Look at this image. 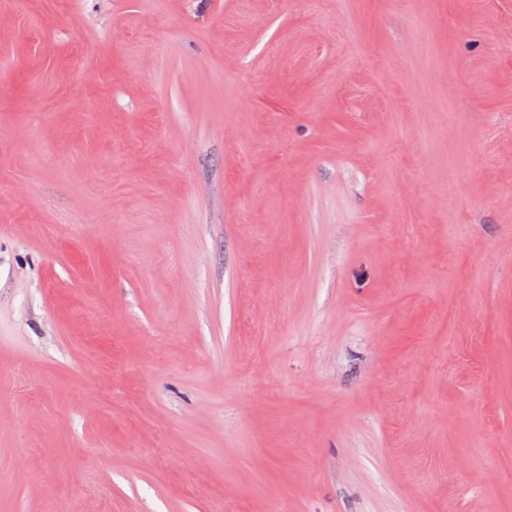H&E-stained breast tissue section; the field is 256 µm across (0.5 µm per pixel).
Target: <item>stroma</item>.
<instances>
[{
	"mask_svg": "<svg viewBox=\"0 0 512 512\" xmlns=\"http://www.w3.org/2000/svg\"><path fill=\"white\" fill-rule=\"evenodd\" d=\"M512 512V0H0V512Z\"/></svg>",
	"mask_w": 512,
	"mask_h": 512,
	"instance_id": "35a3bbf8",
	"label": "stroma"
}]
</instances>
